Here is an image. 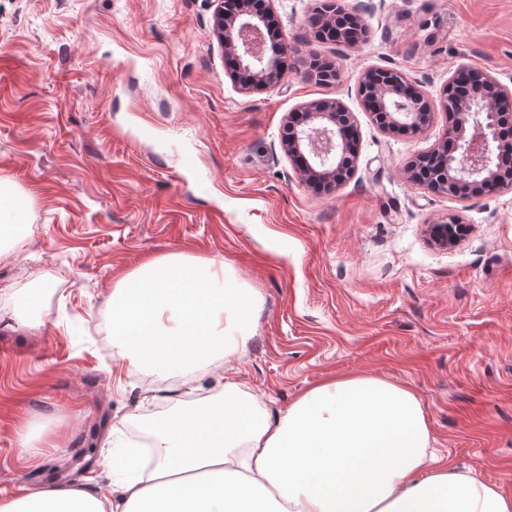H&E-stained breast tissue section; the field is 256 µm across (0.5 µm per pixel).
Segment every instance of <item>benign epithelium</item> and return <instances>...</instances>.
<instances>
[{"label":"benign epithelium","mask_w":512,"mask_h":512,"mask_svg":"<svg viewBox=\"0 0 512 512\" xmlns=\"http://www.w3.org/2000/svg\"><path fill=\"white\" fill-rule=\"evenodd\" d=\"M213 34L231 56L236 68L251 75L255 88L276 86L286 72L279 58L288 53L285 43L266 47L263 14L249 9L248 0H236L237 7L227 12L224 0H212ZM385 79L374 84L363 97L369 111L381 116L388 130H419L432 118L428 97L416 81L406 79L393 69L380 68ZM512 102V91L505 90L487 77L482 92L468 95L445 109L457 112V122L448 130L438 153L445 155L443 165L426 172L425 185L440 194L465 200L500 190V160L512 158L511 138L501 131L500 116L504 103ZM358 127L353 113L339 99L317 100L303 106L301 122L287 129L283 149L297 165L302 180L311 185L325 181L335 186L340 177L352 174ZM468 231L451 217L448 222L430 224V242L446 248L455 245Z\"/></svg>","instance_id":"obj_1"}]
</instances>
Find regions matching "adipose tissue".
<instances>
[{
	"label": "adipose tissue",
	"mask_w": 512,
	"mask_h": 512,
	"mask_svg": "<svg viewBox=\"0 0 512 512\" xmlns=\"http://www.w3.org/2000/svg\"><path fill=\"white\" fill-rule=\"evenodd\" d=\"M257 292L215 258L152 259L112 290L120 357L195 389L244 351ZM150 465L105 446L106 483L0 496V512H512V497L432 447L409 388L372 375L323 381L273 417L234 382L148 426Z\"/></svg>",
	"instance_id": "obj_1"
}]
</instances>
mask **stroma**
Masks as SVG:
<instances>
[{
	"mask_svg": "<svg viewBox=\"0 0 512 512\" xmlns=\"http://www.w3.org/2000/svg\"><path fill=\"white\" fill-rule=\"evenodd\" d=\"M372 2L351 46L316 37L319 0H274L298 51L282 84L251 90L211 32L212 0H0V187L37 226L0 259V312L42 292L39 330L0 322L1 493L97 476L106 437L136 447L174 409L142 403L99 335L116 280L182 252L224 260L259 293L224 377L270 414L336 376L410 386L439 454L512 496V186L461 202L407 179L452 124L453 74L512 88V0ZM310 55L341 80L305 79ZM374 67L423 84L428 126H380L358 92ZM336 98L359 141L327 191L298 178L281 141L289 113ZM451 215L468 233L432 245L428 225ZM25 426L55 447L26 454Z\"/></svg>",
	"mask_w": 512,
	"mask_h": 512,
	"instance_id": "35a3bbf8",
	"label": "stroma"
}]
</instances>
